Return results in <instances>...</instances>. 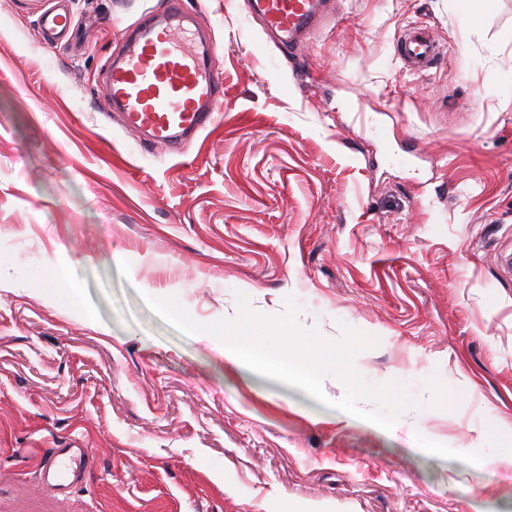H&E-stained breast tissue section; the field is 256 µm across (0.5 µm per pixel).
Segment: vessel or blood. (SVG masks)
<instances>
[{
	"mask_svg": "<svg viewBox=\"0 0 512 512\" xmlns=\"http://www.w3.org/2000/svg\"><path fill=\"white\" fill-rule=\"evenodd\" d=\"M326 0H248V11L265 32L290 53L319 28ZM183 0H167L162 14L146 15L127 34L104 69L114 108L130 130L146 133L151 145L171 147L182 136L195 137L212 125L224 83L206 40L189 44ZM398 52L414 70L431 68L440 56L434 39L421 28L404 32ZM94 455L88 448H48L38 465L41 490L64 494L85 484Z\"/></svg>",
	"mask_w": 512,
	"mask_h": 512,
	"instance_id": "b4317fda",
	"label": "vessel or blood"
}]
</instances>
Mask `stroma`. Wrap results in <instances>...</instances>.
Returning a JSON list of instances; mask_svg holds the SVG:
<instances>
[{"label":"stroma","instance_id":"1","mask_svg":"<svg viewBox=\"0 0 512 512\" xmlns=\"http://www.w3.org/2000/svg\"><path fill=\"white\" fill-rule=\"evenodd\" d=\"M52 2L0 0V512H512V0H332L294 56L245 0H184L224 98L175 150L101 77L167 0H62L50 44ZM410 28L427 71L396 54ZM238 290L379 336L355 368L422 410L350 424L143 302L208 323ZM77 446L89 482L40 490L43 450ZM398 52L414 70L431 68L439 59L440 50L434 39L421 28L410 29L398 40ZM214 349L242 379L249 381L267 376L260 360L243 347L224 343V347L216 346Z\"/></svg>","mask_w":512,"mask_h":512}]
</instances>
